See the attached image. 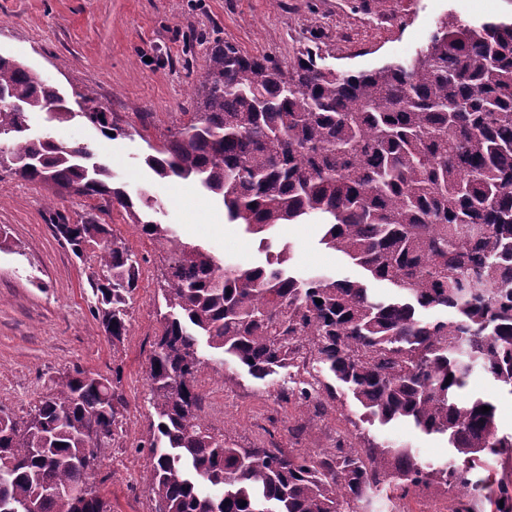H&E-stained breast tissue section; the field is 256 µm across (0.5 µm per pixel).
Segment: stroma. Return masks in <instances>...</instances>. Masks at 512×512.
I'll return each mask as SVG.
<instances>
[{
	"instance_id": "stroma-1",
	"label": "stroma",
	"mask_w": 512,
	"mask_h": 512,
	"mask_svg": "<svg viewBox=\"0 0 512 512\" xmlns=\"http://www.w3.org/2000/svg\"><path fill=\"white\" fill-rule=\"evenodd\" d=\"M449 14L470 24L503 20L512 17V0H0V53L56 85L70 107L79 92H96L128 137L111 141L83 119L60 124L43 112L31 114L30 133L95 145L114 181L157 200L154 220L225 263L263 266L285 245L290 274L353 280L363 278L362 269L321 244L316 219L277 226L260 239L227 223L213 194L188 180L157 178L144 159L166 127L193 111L210 41L283 65L315 41L329 65L357 72L412 56ZM55 217L68 224L95 218L134 254L138 282L122 340L112 341L93 316L88 280L95 263L73 257L53 231ZM163 257L119 206L56 196L44 184L0 172V402L22 416L73 368L120 376L124 417L98 474L112 512L155 508L144 480L149 459L138 443L152 419L144 371L159 329ZM199 379L204 421L246 447L330 448L360 415L349 403L297 436L291 429L299 407L275 398L282 376L259 383L241 368L212 362ZM224 398L227 411L214 410ZM363 431L412 448L426 463L451 458L445 440L405 425L367 424Z\"/></svg>"
}]
</instances>
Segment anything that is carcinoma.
Instances as JSON below:
<instances>
[{
  "label": "carcinoma",
  "mask_w": 512,
  "mask_h": 512,
  "mask_svg": "<svg viewBox=\"0 0 512 512\" xmlns=\"http://www.w3.org/2000/svg\"><path fill=\"white\" fill-rule=\"evenodd\" d=\"M79 97L73 112L54 84L0 55V171L106 199L167 253L146 367L153 422L138 444L156 512H366L383 491L403 512L434 485L456 490L448 512H512V436L498 433L491 401L463 394L477 368L512 393V22L450 15L410 61L359 72L328 65L317 43L285 69L216 40L195 111L145 157L161 179L198 181L253 234L323 217L321 243L392 297L365 280L294 277L284 251L226 265L148 219L156 200L87 164L89 147L29 135L28 114L51 109L59 123L128 136L94 91ZM52 228L76 258L92 249L103 273L93 313L121 340L138 279L129 248L91 218ZM201 336L258 381L311 363L314 381L293 373L277 392L304 416L350 396L372 422L446 436L453 462L362 435L317 454L217 435L200 415ZM119 383L76 369L24 417L0 403V512H111L87 461L101 465L120 427ZM491 457L501 470L479 475Z\"/></svg>",
  "instance_id": "cac0c4a2"
}]
</instances>
